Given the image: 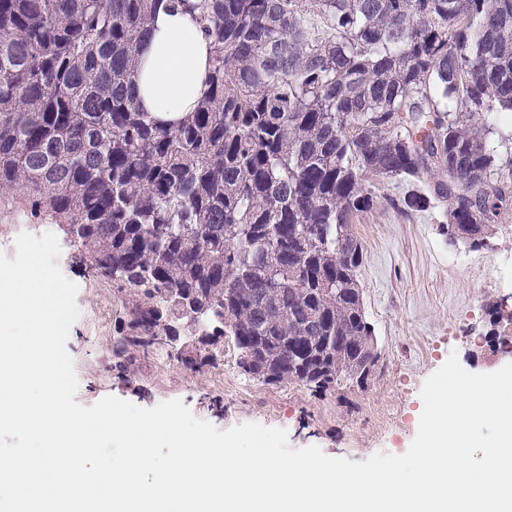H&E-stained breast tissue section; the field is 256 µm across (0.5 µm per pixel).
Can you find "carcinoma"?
Segmentation results:
<instances>
[{"mask_svg":"<svg viewBox=\"0 0 512 512\" xmlns=\"http://www.w3.org/2000/svg\"><path fill=\"white\" fill-rule=\"evenodd\" d=\"M161 2L0 0V191L117 287L120 370L227 337L267 385H364L368 176L427 179L394 206L474 242L512 206V0H176L212 53L174 125L131 89Z\"/></svg>","mask_w":512,"mask_h":512,"instance_id":"1","label":"carcinoma"}]
</instances>
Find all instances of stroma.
<instances>
[{"label":"stroma","instance_id":"35a3bbf8","mask_svg":"<svg viewBox=\"0 0 512 512\" xmlns=\"http://www.w3.org/2000/svg\"><path fill=\"white\" fill-rule=\"evenodd\" d=\"M368 183L378 200L354 231L364 253V307L381 361L367 386L316 393L297 382L264 384L239 367L227 338L207 348L215 364H184L158 349L139 361L131 379H121L112 369V342L122 333L112 283L89 271L62 235L58 265L78 287L79 317L66 343L78 381L76 402L88 407L113 395L150 408L179 399L220 430L249 422L279 427L291 447L315 445L352 461L404 454L418 429L422 385L449 356L472 373L512 363V353L487 341L502 332L512 311V209L492 224L486 245L454 246L445 233L447 203L407 217L392 200L414 189L415 181L372 177ZM50 230L42 216L0 212V252L14 257L20 233Z\"/></svg>","mask_w":512,"mask_h":512}]
</instances>
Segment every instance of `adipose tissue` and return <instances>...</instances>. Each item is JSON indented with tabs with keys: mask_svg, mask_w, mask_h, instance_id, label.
Returning <instances> with one entry per match:
<instances>
[{
	"mask_svg": "<svg viewBox=\"0 0 512 512\" xmlns=\"http://www.w3.org/2000/svg\"><path fill=\"white\" fill-rule=\"evenodd\" d=\"M210 42L178 9L158 10L141 50L133 94L145 111L173 121L209 92Z\"/></svg>",
	"mask_w": 512,
	"mask_h": 512,
	"instance_id": "1",
	"label": "adipose tissue"
}]
</instances>
